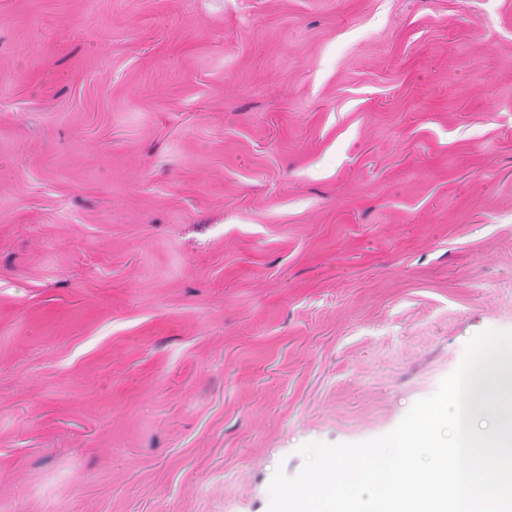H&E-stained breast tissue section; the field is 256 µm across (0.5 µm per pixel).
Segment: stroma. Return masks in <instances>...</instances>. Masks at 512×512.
Returning a JSON list of instances; mask_svg holds the SVG:
<instances>
[{
    "instance_id": "1",
    "label": "stroma",
    "mask_w": 512,
    "mask_h": 512,
    "mask_svg": "<svg viewBox=\"0 0 512 512\" xmlns=\"http://www.w3.org/2000/svg\"><path fill=\"white\" fill-rule=\"evenodd\" d=\"M512 330V0H0V512H268Z\"/></svg>"
}]
</instances>
